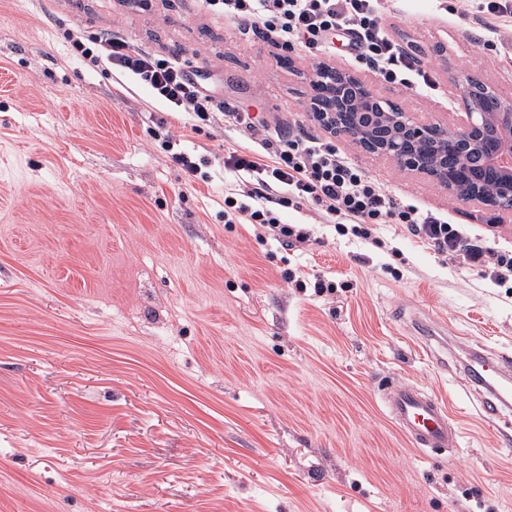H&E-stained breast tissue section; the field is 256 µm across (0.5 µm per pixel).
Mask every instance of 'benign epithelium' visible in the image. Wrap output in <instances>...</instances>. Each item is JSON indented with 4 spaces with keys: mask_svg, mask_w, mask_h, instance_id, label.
<instances>
[{
    "mask_svg": "<svg viewBox=\"0 0 512 512\" xmlns=\"http://www.w3.org/2000/svg\"><path fill=\"white\" fill-rule=\"evenodd\" d=\"M342 88L331 95L333 102L314 99L310 102V111L313 117L327 124L334 133L340 137L348 138L356 143L364 152L379 156H388L397 161L404 168L420 174H425L436 180L441 186L451 192H456V183H448V170L436 169L429 171L424 159L416 151L409 147L398 150L388 139L372 137L360 130H352L343 125L337 113L345 111L347 92L345 87L353 86V91L367 102L373 112H381L389 121V124L398 128L403 139L411 144L418 145L443 136L447 129L436 124H421L411 120L406 114L397 109L388 112L380 105L381 99L364 84L360 79L346 73H340ZM494 122L497 133L504 142L512 141V98L499 96L486 106L469 105L466 110V119L455 129L456 139L447 144L448 153H453L460 142H477L481 140L489 122ZM512 159V151L497 150L489 154L488 164L500 170L504 177L500 181L501 193L512 197V168L509 169L502 163V159ZM461 179L472 185V190L458 195V198L468 202L476 201L485 205H494V199L487 197L480 189L481 181L478 176L469 171L457 173Z\"/></svg>",
    "mask_w": 512,
    "mask_h": 512,
    "instance_id": "7a95c632",
    "label": "benign epithelium"
}]
</instances>
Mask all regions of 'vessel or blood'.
Returning a JSON list of instances; mask_svg holds the SVG:
<instances>
[{
  "label": "vessel or blood",
  "instance_id": "vessel-or-blood-1",
  "mask_svg": "<svg viewBox=\"0 0 512 512\" xmlns=\"http://www.w3.org/2000/svg\"><path fill=\"white\" fill-rule=\"evenodd\" d=\"M467 378L476 384L495 386L492 397L484 399L480 413L495 418L501 405L512 398V377L503 361L477 357L467 370ZM385 403L393 420L414 447L449 448L456 437L447 406L424 388L398 385L386 390Z\"/></svg>",
  "mask_w": 512,
  "mask_h": 512
}]
</instances>
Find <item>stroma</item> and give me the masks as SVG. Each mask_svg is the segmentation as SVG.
<instances>
[{"mask_svg": "<svg viewBox=\"0 0 512 512\" xmlns=\"http://www.w3.org/2000/svg\"><path fill=\"white\" fill-rule=\"evenodd\" d=\"M198 4L0 0V512H512V405L486 422L464 374L468 354L512 356V289L396 224L340 235L309 203L281 211L305 248L225 223L239 178L187 181L171 154L210 172L240 134L192 128L68 38L120 35L281 134L325 139L316 64L452 129L463 75L512 96V25L490 36L478 0H388L401 50L435 76L416 89ZM334 140L398 198L512 253V209ZM389 383L434 392L456 447H413Z\"/></svg>", "mask_w": 512, "mask_h": 512, "instance_id": "1", "label": "stroma"}]
</instances>
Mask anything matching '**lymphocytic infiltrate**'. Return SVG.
Masks as SVG:
<instances>
[{"label": "lymphocytic infiltrate", "mask_w": 512, "mask_h": 512, "mask_svg": "<svg viewBox=\"0 0 512 512\" xmlns=\"http://www.w3.org/2000/svg\"><path fill=\"white\" fill-rule=\"evenodd\" d=\"M217 17L242 25H262L281 48L300 47L310 57L332 52L335 37H343L355 60L376 69L389 83L432 87L433 80L405 54L383 17L382 0H201ZM73 49L90 62H107L113 70L133 77L151 90L169 111L190 114L210 123L224 102L181 62L136 50L117 35L101 34L91 43L73 40ZM224 167L253 180L246 199H224V221L249 224L258 240L273 237L285 247L311 240L297 224L282 223L276 207L313 202L337 219L339 234L369 239L377 224H398L443 253H456L479 273L506 284L512 280V254L492 253L478 238L463 234L447 218L399 202L361 169L340 155L328 140L268 136L262 152L235 150Z\"/></svg>", "instance_id": "f902f5d3"}]
</instances>
